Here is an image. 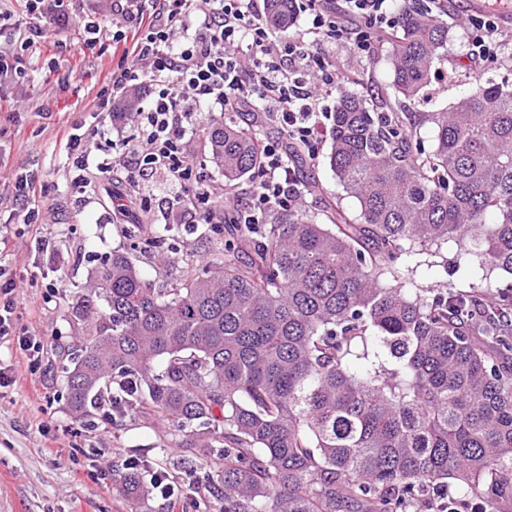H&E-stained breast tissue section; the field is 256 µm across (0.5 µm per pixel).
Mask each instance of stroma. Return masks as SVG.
<instances>
[{"label": "stroma", "instance_id": "1", "mask_svg": "<svg viewBox=\"0 0 512 512\" xmlns=\"http://www.w3.org/2000/svg\"><path fill=\"white\" fill-rule=\"evenodd\" d=\"M65 9L70 24L50 29L35 43L24 46L18 36H0V45L14 50L19 60L18 75L0 88V148L8 153L0 167V187L27 162L36 164L45 187L40 227L0 228L7 239L6 249L0 250V267L26 278V306L18 326L44 347L31 361L15 337L0 338V367L12 378L10 386L0 388V512H129L113 488V465L147 452L168 468L181 455L178 437L164 435L156 421L125 419L92 430L83 427L67 410L52 367L53 347L65 340L69 328L48 283L60 278L69 287L80 286L102 258L115 250H131L103 191L108 178L93 167L79 170L65 146L74 125H81L91 151L98 142L94 129L110 128L108 114L94 113L93 106L100 95L110 92L124 44L113 37L110 0H67ZM471 14L492 15L512 27V0H448L443 18L449 27L450 57L467 50L461 19ZM91 20L102 23L94 40L84 32ZM351 66L359 90L373 96L388 92L389 51L352 60ZM471 86L467 74L456 75L450 65L440 66L427 87L432 110L449 109ZM314 175L317 186L302 203L307 213L318 212L325 198L336 195L347 211L358 213L357 201L341 196L325 157L317 158ZM134 183L138 206L155 224L169 227L174 244L167 255L169 268L179 269L186 248L199 247L204 225L186 223L181 192L168 171L147 169ZM37 233L54 242L53 251H35L32 238ZM433 262V267L422 269L417 284L435 288L447 283L461 289L471 284L469 270L475 259L465 242L449 241Z\"/></svg>", "mask_w": 512, "mask_h": 512}]
</instances>
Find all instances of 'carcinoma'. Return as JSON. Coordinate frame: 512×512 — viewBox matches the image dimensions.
Masks as SVG:
<instances>
[{
    "label": "carcinoma",
    "instance_id": "carcinoma-1",
    "mask_svg": "<svg viewBox=\"0 0 512 512\" xmlns=\"http://www.w3.org/2000/svg\"><path fill=\"white\" fill-rule=\"evenodd\" d=\"M287 36L295 0H267ZM448 23L418 6L390 38L394 102L341 90L328 165L357 200L269 224H210L196 261L148 279L107 256L62 296L73 343L57 352L68 410L157 418L203 449L174 486H203L202 512H406L434 486L496 512L512 499V290L409 288L404 258L466 241L481 270L512 275V87L473 86L445 112H412L448 60ZM432 125L422 152L417 129ZM260 124L206 119L224 187L255 171ZM289 161L316 187L305 155ZM150 257L173 249L148 218L117 217ZM117 466L115 488L141 512L159 469Z\"/></svg>",
    "mask_w": 512,
    "mask_h": 512
}]
</instances>
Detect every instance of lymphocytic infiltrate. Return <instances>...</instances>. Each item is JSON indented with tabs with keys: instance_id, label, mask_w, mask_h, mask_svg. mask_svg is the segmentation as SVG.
Listing matches in <instances>:
<instances>
[{
	"instance_id": "1",
	"label": "lymphocytic infiltrate",
	"mask_w": 512,
	"mask_h": 512,
	"mask_svg": "<svg viewBox=\"0 0 512 512\" xmlns=\"http://www.w3.org/2000/svg\"><path fill=\"white\" fill-rule=\"evenodd\" d=\"M113 0V15L133 33L110 93L98 98L95 111H111L115 100L146 91V106L134 118L139 137L131 153L138 162L166 168L184 194L186 210L197 224L213 223L233 204L246 224L260 223L294 205L305 191L287 161L289 147L303 146L317 158L327 135L325 98L353 83L340 53L370 57L387 43L400 23L393 0H304L311 25L299 36L284 38L266 23L257 0ZM473 58L497 57L512 42L491 15L466 16ZM251 112L274 125L278 136L257 142L258 167L247 188L217 189L197 172L184 148L187 135L200 130L198 109ZM12 204L24 223L39 221L43 187L35 172L10 181Z\"/></svg>"
}]
</instances>
